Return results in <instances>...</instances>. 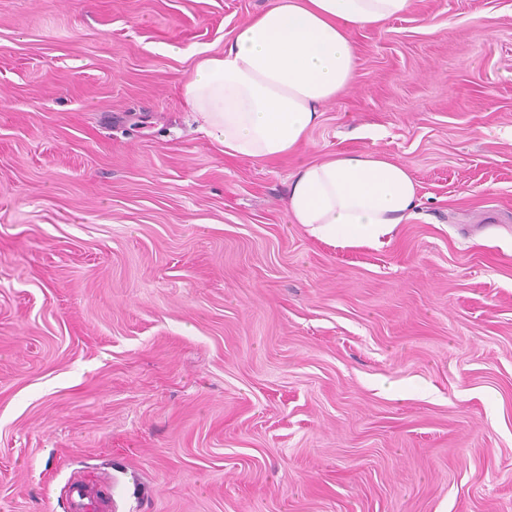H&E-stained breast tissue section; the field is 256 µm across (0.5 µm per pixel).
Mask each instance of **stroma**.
Here are the masks:
<instances>
[{"label":"stroma","mask_w":512,"mask_h":512,"mask_svg":"<svg viewBox=\"0 0 512 512\" xmlns=\"http://www.w3.org/2000/svg\"><path fill=\"white\" fill-rule=\"evenodd\" d=\"M268 0H0V512H512V0H413L295 154L225 158L180 85ZM375 151L415 215L290 223ZM418 185L407 167L377 152L334 153L299 163L285 206L293 224L342 244L377 240L414 216ZM68 499L70 512H112V485L74 481Z\"/></svg>","instance_id":"obj_1"}]
</instances>
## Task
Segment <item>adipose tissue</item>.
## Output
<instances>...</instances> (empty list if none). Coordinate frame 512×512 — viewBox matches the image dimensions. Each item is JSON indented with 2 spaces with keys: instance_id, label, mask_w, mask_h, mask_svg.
<instances>
[{
  "instance_id": "obj_1",
  "label": "adipose tissue",
  "mask_w": 512,
  "mask_h": 512,
  "mask_svg": "<svg viewBox=\"0 0 512 512\" xmlns=\"http://www.w3.org/2000/svg\"><path fill=\"white\" fill-rule=\"evenodd\" d=\"M412 0H269L223 53H200L181 85L190 116L225 156L253 163L295 153L323 107L355 79L351 31L380 27ZM418 185L377 152L299 163L285 206L313 234L354 244L387 235L414 215Z\"/></svg>"
}]
</instances>
